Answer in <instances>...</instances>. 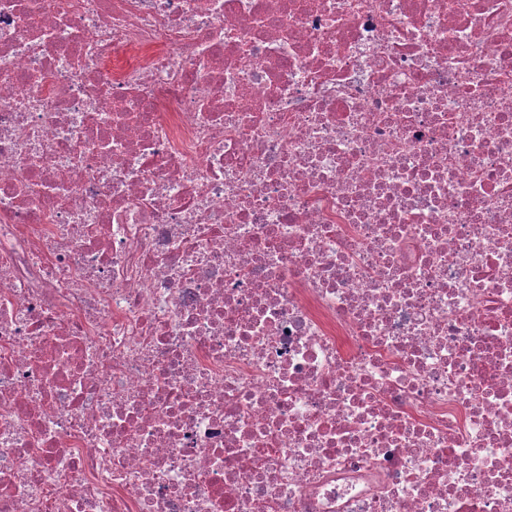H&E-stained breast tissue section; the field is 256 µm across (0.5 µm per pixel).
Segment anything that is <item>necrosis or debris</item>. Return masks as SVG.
<instances>
[{
  "instance_id": "necrosis-or-debris-1",
  "label": "necrosis or debris",
  "mask_w": 512,
  "mask_h": 512,
  "mask_svg": "<svg viewBox=\"0 0 512 512\" xmlns=\"http://www.w3.org/2000/svg\"><path fill=\"white\" fill-rule=\"evenodd\" d=\"M0 0V512H512V0Z\"/></svg>"
}]
</instances>
